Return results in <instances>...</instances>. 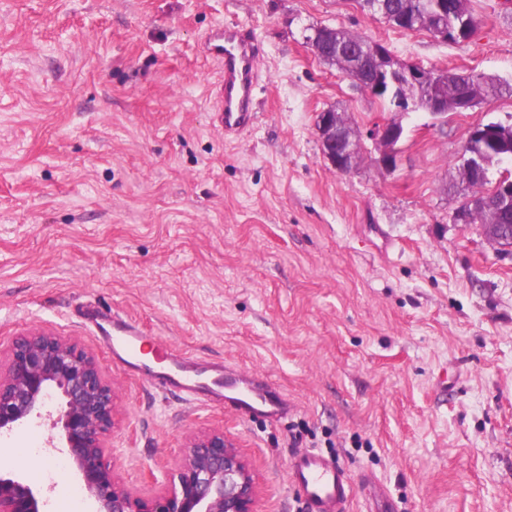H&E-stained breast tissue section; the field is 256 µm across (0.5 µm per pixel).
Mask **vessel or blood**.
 Wrapping results in <instances>:
<instances>
[{
	"mask_svg": "<svg viewBox=\"0 0 512 512\" xmlns=\"http://www.w3.org/2000/svg\"><path fill=\"white\" fill-rule=\"evenodd\" d=\"M206 58L218 64L221 80L217 96V121L225 137L234 138L254 120V88L259 80L258 60L262 45L247 25L219 26L202 44ZM144 341L141 330L127 321H113L112 349L116 356L132 357ZM210 388H203L201 370L176 367L167 375L189 399L208 391L210 402L224 404L242 416L260 415L278 421L288 412V403L274 383L239 373L232 367L213 365ZM291 483L303 495L306 512H349L351 479L338 462L321 454L305 452L289 463Z\"/></svg>",
	"mask_w": 512,
	"mask_h": 512,
	"instance_id": "b4317fda",
	"label": "vessel or blood"
}]
</instances>
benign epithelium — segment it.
Segmentation results:
<instances>
[{
    "instance_id": "1",
    "label": "benign epithelium",
    "mask_w": 512,
    "mask_h": 512,
    "mask_svg": "<svg viewBox=\"0 0 512 512\" xmlns=\"http://www.w3.org/2000/svg\"><path fill=\"white\" fill-rule=\"evenodd\" d=\"M381 62L366 94L392 103L396 113L417 111L406 90L424 83L428 71L398 59L382 42L370 44ZM321 153L330 167L346 174L356 168L354 144L331 109L316 114ZM402 121L389 119L372 129V161L385 172L397 169ZM468 138L496 143L497 124L478 123ZM472 170L467 208L456 212L463 224L491 204H512L509 173L490 180L476 153L461 155ZM117 413L112 380L99 357L75 338L52 330H25L0 342V434L35 418L50 421L45 445L64 457L95 506L94 512H255L253 473L224 430L189 439L169 477L145 496L114 471L111 434ZM44 494L24 477L0 473V512H44Z\"/></svg>"
}]
</instances>
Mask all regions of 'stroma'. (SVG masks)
Wrapping results in <instances>:
<instances>
[{"label": "stroma", "instance_id": "1", "mask_svg": "<svg viewBox=\"0 0 512 512\" xmlns=\"http://www.w3.org/2000/svg\"><path fill=\"white\" fill-rule=\"evenodd\" d=\"M461 44L405 32L356 0H0V340L30 328L76 338L114 383L116 473L153 490L189 435L222 428L256 484L255 512H304L297 453L338 460L350 512L373 485L395 512H512V250L450 220L470 128L512 124V97L433 124L402 118L401 162L347 174L323 159L317 112L360 133L394 116L323 64L308 28H344L426 70L512 81V12L470 0ZM262 42L255 120L214 119L220 25ZM272 381L284 421L163 391L117 360L84 313ZM34 420L0 435V472L40 471L45 512L75 478L35 447Z\"/></svg>", "mask_w": 512, "mask_h": 512}]
</instances>
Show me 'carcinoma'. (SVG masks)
<instances>
[{"mask_svg":"<svg viewBox=\"0 0 512 512\" xmlns=\"http://www.w3.org/2000/svg\"><path fill=\"white\" fill-rule=\"evenodd\" d=\"M454 10V16L441 17L436 14L434 0H382V4L374 5V0H357L362 10L369 13L379 9L409 12L413 16L408 30H430L434 25L445 27L455 26L467 21L469 29L477 31L483 24L470 8V0H448ZM371 40L361 34L343 28L331 31L328 42L315 45L314 54L320 61L349 78L362 77L366 68L373 65L367 52ZM465 90L471 94L475 103L480 105L503 95H512V83L499 77H486L474 72H447L442 79L434 84H427L413 90L414 98L425 102L430 96L443 98L446 110L455 111L456 96ZM474 222L487 224H512V211L501 207L484 212L474 218Z\"/></svg>","mask_w":512,"mask_h":512,"instance_id":"1","label":"carcinoma"}]
</instances>
